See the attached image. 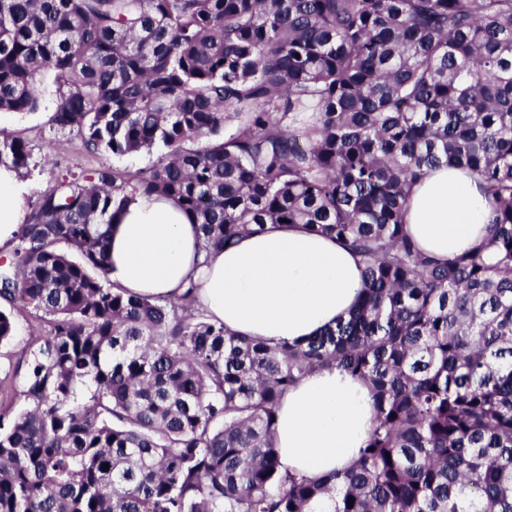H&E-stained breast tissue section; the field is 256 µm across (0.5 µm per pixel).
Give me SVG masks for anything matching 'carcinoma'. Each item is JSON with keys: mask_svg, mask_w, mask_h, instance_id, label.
<instances>
[{"mask_svg": "<svg viewBox=\"0 0 512 512\" xmlns=\"http://www.w3.org/2000/svg\"><path fill=\"white\" fill-rule=\"evenodd\" d=\"M54 75L60 131L128 175L59 176L19 226L0 299L43 314L0 411V512H512V0H0V111ZM0 135V165L29 167ZM494 202L446 261L404 229L431 169ZM174 201L205 248L267 224L356 252L349 317L293 345L109 280L110 224ZM0 309V347L14 339ZM338 367L376 421L355 463L281 473L280 401ZM353 504H348V498Z\"/></svg>", "mask_w": 512, "mask_h": 512, "instance_id": "obj_1", "label": "carcinoma"}]
</instances>
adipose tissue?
<instances>
[{
    "mask_svg": "<svg viewBox=\"0 0 512 512\" xmlns=\"http://www.w3.org/2000/svg\"><path fill=\"white\" fill-rule=\"evenodd\" d=\"M27 193L18 173L0 166V247L11 245L25 222ZM493 216L476 176L442 166L412 187L404 224L423 251L445 260L484 248ZM109 254L115 285L166 300L196 281L208 318L271 345L301 342L336 325L363 287L360 257L331 237L269 224L230 248L208 251L196 226L167 199L129 203L113 220ZM373 419L361 380L337 368L301 379L278 411L282 470L324 478L349 468Z\"/></svg>",
    "mask_w": 512,
    "mask_h": 512,
    "instance_id": "ef3b65f1",
    "label": "adipose tissue"
}]
</instances>
